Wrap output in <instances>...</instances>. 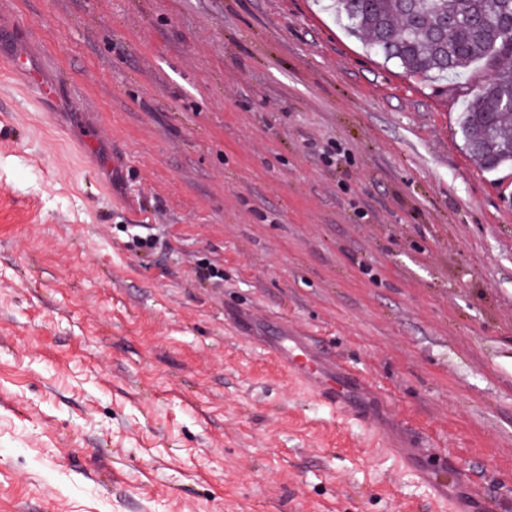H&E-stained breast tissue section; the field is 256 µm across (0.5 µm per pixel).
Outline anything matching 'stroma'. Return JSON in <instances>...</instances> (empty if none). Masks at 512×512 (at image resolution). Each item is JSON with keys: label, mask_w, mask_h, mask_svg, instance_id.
I'll return each mask as SVG.
<instances>
[{"label": "stroma", "mask_w": 512, "mask_h": 512, "mask_svg": "<svg viewBox=\"0 0 512 512\" xmlns=\"http://www.w3.org/2000/svg\"><path fill=\"white\" fill-rule=\"evenodd\" d=\"M327 3L0 0L57 89L0 66V512H436L389 453L431 443L512 512V166L462 133L492 69L410 76ZM269 354L307 383L318 400L332 411L358 423H367L364 408L354 399L364 382L357 370L321 350L308 336H279Z\"/></svg>", "instance_id": "35a3bbf8"}]
</instances>
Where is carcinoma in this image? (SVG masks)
Returning <instances> with one entry per match:
<instances>
[{"label":"carcinoma","instance_id":"1","mask_svg":"<svg viewBox=\"0 0 512 512\" xmlns=\"http://www.w3.org/2000/svg\"><path fill=\"white\" fill-rule=\"evenodd\" d=\"M332 8L351 35L413 76L456 77L480 60L512 57L502 24L512 0H333ZM449 16L458 25L444 38ZM511 94L512 66H498L463 112L465 149L487 171L512 164V113L505 111Z\"/></svg>","mask_w":512,"mask_h":512}]
</instances>
